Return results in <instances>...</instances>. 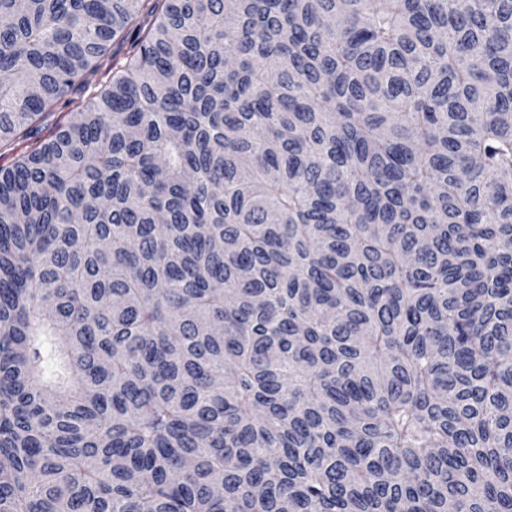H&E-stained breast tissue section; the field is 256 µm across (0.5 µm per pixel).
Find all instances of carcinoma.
I'll list each match as a JSON object with an SVG mask.
<instances>
[{"mask_svg": "<svg viewBox=\"0 0 512 512\" xmlns=\"http://www.w3.org/2000/svg\"><path fill=\"white\" fill-rule=\"evenodd\" d=\"M0 18V512H512V0Z\"/></svg>", "mask_w": 512, "mask_h": 512, "instance_id": "cac0c4a2", "label": "carcinoma"}]
</instances>
